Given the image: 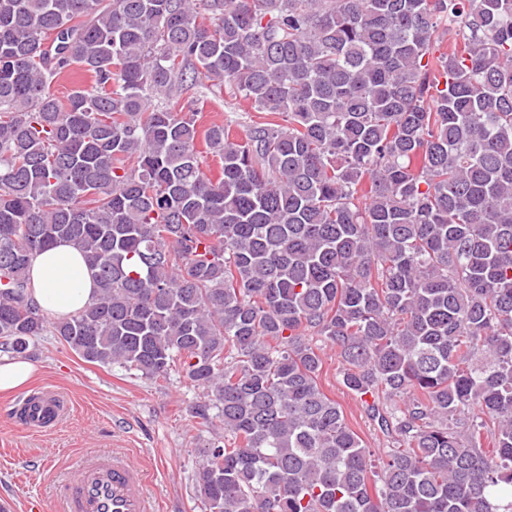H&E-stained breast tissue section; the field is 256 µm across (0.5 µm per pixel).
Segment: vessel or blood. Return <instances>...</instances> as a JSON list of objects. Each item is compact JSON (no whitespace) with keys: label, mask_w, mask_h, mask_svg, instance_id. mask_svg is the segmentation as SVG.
<instances>
[{"label":"vessel or blood","mask_w":512,"mask_h":512,"mask_svg":"<svg viewBox=\"0 0 512 512\" xmlns=\"http://www.w3.org/2000/svg\"><path fill=\"white\" fill-rule=\"evenodd\" d=\"M21 428L32 432L58 427L68 406L56 391L32 387L22 396ZM55 512H159L145 489L143 467L126 453L93 451L76 457L54 484Z\"/></svg>","instance_id":"vessel-or-blood-1"}]
</instances>
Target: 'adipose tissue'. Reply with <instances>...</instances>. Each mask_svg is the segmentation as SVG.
I'll list each match as a JSON object with an SVG mask.
<instances>
[{
  "label": "adipose tissue",
  "mask_w": 512,
  "mask_h": 512,
  "mask_svg": "<svg viewBox=\"0 0 512 512\" xmlns=\"http://www.w3.org/2000/svg\"><path fill=\"white\" fill-rule=\"evenodd\" d=\"M30 276L32 299L57 320L70 317L96 296V283L85 259L65 242L33 256Z\"/></svg>",
  "instance_id": "adipose-tissue-1"
}]
</instances>
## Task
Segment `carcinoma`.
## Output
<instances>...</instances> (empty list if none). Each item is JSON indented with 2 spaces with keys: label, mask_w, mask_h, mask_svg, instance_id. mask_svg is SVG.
<instances>
[{
  "label": "carcinoma",
  "mask_w": 512,
  "mask_h": 512,
  "mask_svg": "<svg viewBox=\"0 0 512 512\" xmlns=\"http://www.w3.org/2000/svg\"><path fill=\"white\" fill-rule=\"evenodd\" d=\"M209 81L273 120L199 132ZM58 242L98 288L60 342L206 390L208 512H512V0H0L1 347ZM313 342L321 349L323 363L319 381L322 389L340 405L347 423L360 436L371 454L373 453L372 459L377 463L383 449L391 445L377 429L360 398L350 393L342 384L343 361L336 348L324 344L317 336L313 337Z\"/></svg>",
  "instance_id": "1"
}]
</instances>
